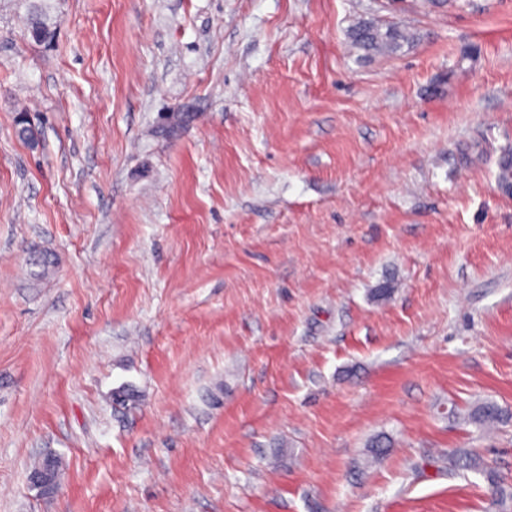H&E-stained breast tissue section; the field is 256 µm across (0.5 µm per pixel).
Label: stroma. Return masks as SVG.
Masks as SVG:
<instances>
[{
  "instance_id": "35a3bbf8",
  "label": "stroma",
  "mask_w": 512,
  "mask_h": 512,
  "mask_svg": "<svg viewBox=\"0 0 512 512\" xmlns=\"http://www.w3.org/2000/svg\"><path fill=\"white\" fill-rule=\"evenodd\" d=\"M45 2L0 0V512H494L448 454L512 489L464 420L512 413V0ZM414 36L397 27H377L369 22H358L349 32L351 45L362 50L364 57L373 55L390 56L397 54L404 44H409ZM465 419L478 429H492L505 420V413L493 401H484L477 404L468 413ZM43 463H44V458L35 462L31 468V472L37 468L42 467ZM54 463L55 462L52 458H47L42 469H40L36 472H33L29 475L30 483L33 486L39 488L44 493H53L58 488L57 483H59V481H60V476H61V471H62V461L59 458L58 465L54 472V478L57 483L52 479V476H51V472L54 469Z\"/></svg>"
}]
</instances>
